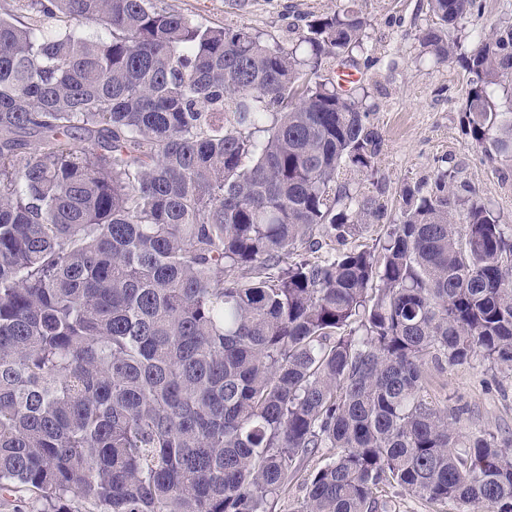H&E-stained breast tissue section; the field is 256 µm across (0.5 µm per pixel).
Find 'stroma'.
I'll return each mask as SVG.
<instances>
[{
	"label": "stroma",
	"instance_id": "stroma-1",
	"mask_svg": "<svg viewBox=\"0 0 512 512\" xmlns=\"http://www.w3.org/2000/svg\"><path fill=\"white\" fill-rule=\"evenodd\" d=\"M203 24L248 25L264 36L291 44L305 16L335 10L339 0H155ZM367 17L375 51L358 54L356 73L366 86L370 120L384 139L378 177L389 200L404 181L415 182L438 167L458 171L461 183L493 205L512 225V176L469 141L463 125L466 76L455 63L434 65L416 39L430 18L425 0H356ZM427 390L439 404L461 410L456 430L462 438L491 433L512 439V375L494 368L481 354L465 363L427 365ZM335 454L322 448L301 461L279 492L274 512H298L306 480ZM378 512H462L460 506L428 502L389 485L375 492Z\"/></svg>",
	"mask_w": 512,
	"mask_h": 512
}]
</instances>
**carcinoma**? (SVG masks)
Instances as JSON below:
<instances>
[{
    "label": "carcinoma",
    "mask_w": 512,
    "mask_h": 512,
    "mask_svg": "<svg viewBox=\"0 0 512 512\" xmlns=\"http://www.w3.org/2000/svg\"><path fill=\"white\" fill-rule=\"evenodd\" d=\"M426 0L424 55L467 73L463 124L512 166V23ZM94 23L99 34L81 27ZM351 0L287 47L153 0L0 11V496L40 512H376L395 484L512 512V447L459 439L425 366L512 372V226L441 168L375 180L383 139L325 66ZM388 221L376 250L310 255ZM336 448H321L311 457L300 462L295 476L279 492L274 512H296L306 493V479L316 468L336 454ZM38 508L39 504L26 491L14 493L4 499L0 497V512H37Z\"/></svg>",
    "instance_id": "carcinoma-1"
}]
</instances>
